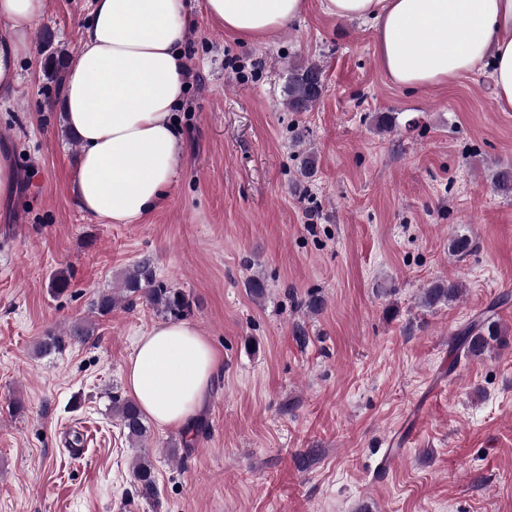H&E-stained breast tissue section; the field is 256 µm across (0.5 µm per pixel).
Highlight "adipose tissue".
I'll return each mask as SVG.
<instances>
[{"instance_id":"ef3b65f1","label":"adipose tissue","mask_w":512,"mask_h":512,"mask_svg":"<svg viewBox=\"0 0 512 512\" xmlns=\"http://www.w3.org/2000/svg\"><path fill=\"white\" fill-rule=\"evenodd\" d=\"M46 0H0V93L19 83ZM307 0H206L212 23L244 41L266 40L302 15ZM328 15L372 22L390 81L410 89L444 85L491 68L498 102L512 107V0H322ZM190 0H94L78 49L62 76L63 120L81 155L72 180L79 208L112 224L155 210L179 167L175 122L186 92ZM219 367L192 325L161 323L138 337L127 389L162 428L201 410Z\"/></svg>"}]
</instances>
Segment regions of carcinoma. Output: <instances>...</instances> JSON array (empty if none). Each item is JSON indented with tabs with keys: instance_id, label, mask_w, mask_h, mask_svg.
Segmentation results:
<instances>
[{
	"instance_id": "obj_1",
	"label": "carcinoma",
	"mask_w": 512,
	"mask_h": 512,
	"mask_svg": "<svg viewBox=\"0 0 512 512\" xmlns=\"http://www.w3.org/2000/svg\"><path fill=\"white\" fill-rule=\"evenodd\" d=\"M323 93L322 68L315 61L290 66L284 105L291 112H307L321 99ZM496 193L512 197V169L500 168L492 179ZM462 284L457 280L439 279L422 289L420 303L428 308L458 299ZM142 300L158 312L182 318L191 312L192 301L179 288L170 287L156 280L149 263L133 265L124 273L120 288L114 293L99 296L90 308V316L71 325L65 334L45 337L41 349L45 353L61 351L71 341H84L94 335L96 319L112 314L118 307L132 308ZM500 304H492L470 320L455 338L454 349L470 357H481L505 342L499 322L495 319ZM112 415L120 422L123 432L131 442L142 446L149 436V428L134 400L119 395L112 396ZM141 492L150 495L154 490L153 464L148 450L136 456L132 466Z\"/></svg>"
}]
</instances>
